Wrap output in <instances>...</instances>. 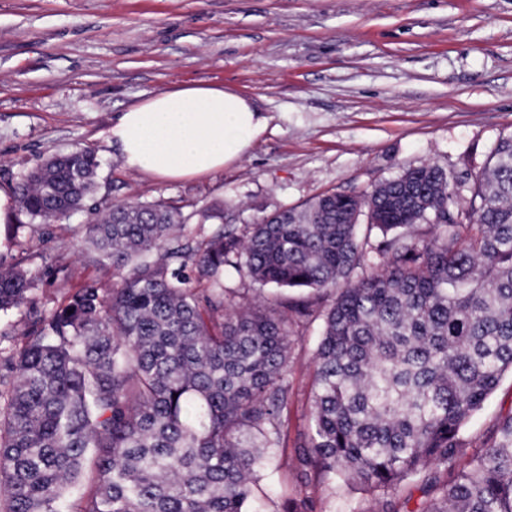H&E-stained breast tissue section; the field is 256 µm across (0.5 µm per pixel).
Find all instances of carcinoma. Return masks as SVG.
Wrapping results in <instances>:
<instances>
[{"label": "carcinoma", "instance_id": "obj_1", "mask_svg": "<svg viewBox=\"0 0 512 512\" xmlns=\"http://www.w3.org/2000/svg\"><path fill=\"white\" fill-rule=\"evenodd\" d=\"M97 168L78 146L45 161L20 176L22 209L64 216ZM102 211L82 261L118 279L41 304L31 264L66 283L69 264L10 226L0 312L33 318L0 331V512H251L317 321L309 430L277 512H314L312 487L340 482L365 493L352 512H398L415 490V512H512V413L488 445L463 434L512 370V133L466 204L432 164L258 224H187L161 200Z\"/></svg>", "mask_w": 512, "mask_h": 512}]
</instances>
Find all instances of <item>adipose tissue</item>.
I'll use <instances>...</instances> for the list:
<instances>
[{
    "label": "adipose tissue",
    "instance_id": "obj_1",
    "mask_svg": "<svg viewBox=\"0 0 512 512\" xmlns=\"http://www.w3.org/2000/svg\"><path fill=\"white\" fill-rule=\"evenodd\" d=\"M268 124L236 89L199 83L130 107L109 134L127 169L177 180L214 174L241 160Z\"/></svg>",
    "mask_w": 512,
    "mask_h": 512
}]
</instances>
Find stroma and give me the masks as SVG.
Wrapping results in <instances>:
<instances>
[{"label":"stroma","instance_id":"1","mask_svg":"<svg viewBox=\"0 0 512 512\" xmlns=\"http://www.w3.org/2000/svg\"><path fill=\"white\" fill-rule=\"evenodd\" d=\"M225 84L269 116L245 158L212 176L159 180L126 169L114 118L183 84ZM512 132V0H0V184L74 146L96 154V198L164 199L198 224L212 206L228 224L328 192L359 194L435 163L469 195L500 135ZM78 211L34 225L64 249L71 287L83 266ZM310 326L296 349L288 436L309 425ZM512 413L505 373L464 427L489 442Z\"/></svg>","mask_w":512,"mask_h":512}]
</instances>
